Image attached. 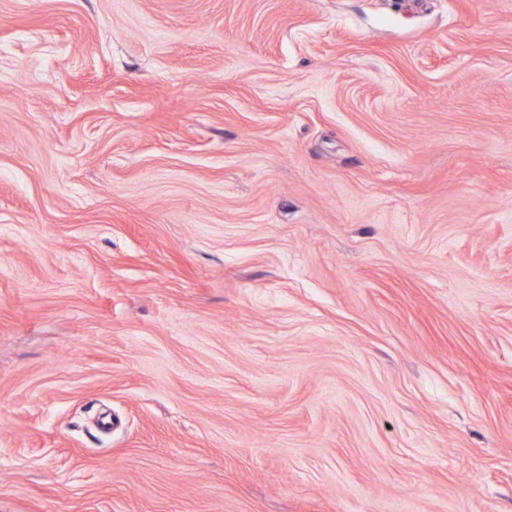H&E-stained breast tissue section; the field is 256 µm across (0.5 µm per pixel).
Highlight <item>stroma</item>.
Wrapping results in <instances>:
<instances>
[{
	"label": "stroma",
	"instance_id": "1",
	"mask_svg": "<svg viewBox=\"0 0 512 512\" xmlns=\"http://www.w3.org/2000/svg\"><path fill=\"white\" fill-rule=\"evenodd\" d=\"M0 512H512V0H0Z\"/></svg>",
	"mask_w": 512,
	"mask_h": 512
}]
</instances>
